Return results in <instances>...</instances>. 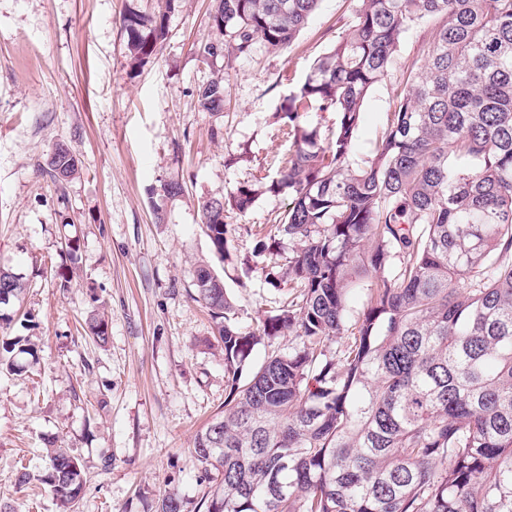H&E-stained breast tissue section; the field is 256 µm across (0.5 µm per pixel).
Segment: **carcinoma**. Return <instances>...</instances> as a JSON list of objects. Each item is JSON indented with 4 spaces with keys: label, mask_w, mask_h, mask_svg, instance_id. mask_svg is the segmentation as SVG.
<instances>
[{
    "label": "carcinoma",
    "mask_w": 512,
    "mask_h": 512,
    "mask_svg": "<svg viewBox=\"0 0 512 512\" xmlns=\"http://www.w3.org/2000/svg\"><path fill=\"white\" fill-rule=\"evenodd\" d=\"M321 0H213L200 60L246 55L257 41L289 46ZM329 53L280 105L288 155L264 192L288 209L254 252L277 256L266 277L288 283L282 309L246 332L223 279L195 267L199 299L224 351V411L195 435L192 453L215 483L205 512H512V0H359ZM430 24L422 64L366 158L355 139L366 98L390 71L401 39ZM141 63L166 37L165 14L124 17ZM198 107L224 105V79L199 86ZM334 112L321 140L311 111ZM78 159L56 146L49 170ZM240 186L198 203L214 255H229L224 213L248 211ZM367 302L348 309L364 282ZM25 284L0 270V294ZM108 339L105 319L87 318ZM298 339L248 370L261 338ZM335 350H330L331 345ZM35 356L0 338V369ZM50 488L76 512L81 459L49 451L18 484ZM155 512H190L175 492Z\"/></svg>",
    "instance_id": "cac0c4a2"
}]
</instances>
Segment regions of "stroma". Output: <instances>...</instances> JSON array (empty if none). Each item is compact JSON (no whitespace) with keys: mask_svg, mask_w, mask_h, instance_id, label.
Returning a JSON list of instances; mask_svg holds the SVG:
<instances>
[{"mask_svg":"<svg viewBox=\"0 0 512 512\" xmlns=\"http://www.w3.org/2000/svg\"><path fill=\"white\" fill-rule=\"evenodd\" d=\"M212 0H0V269L26 284L1 308L0 334L27 336L36 356L0 372V501L14 512H57L47 490L19 486L50 448L79 455L87 482L77 512H154L164 492L198 503L210 485L191 448L224 405V358L196 298L193 271L209 263L242 326L282 302L256 241L283 215L286 195L262 194L226 212L227 261L214 256L199 201L260 187L288 145L278 109L342 36L358 0H322L290 47L255 43L249 55L202 62ZM165 14L167 37L134 64L129 10ZM425 26L402 38L388 76L366 99L356 135L368 155L411 66ZM224 79V108L202 112L196 89ZM79 160L56 181V145ZM181 184L164 195L162 184ZM248 275L247 287L236 279ZM104 315L106 343L80 327Z\"/></svg>","mask_w":512,"mask_h":512,"instance_id":"1","label":"stroma"}]
</instances>
